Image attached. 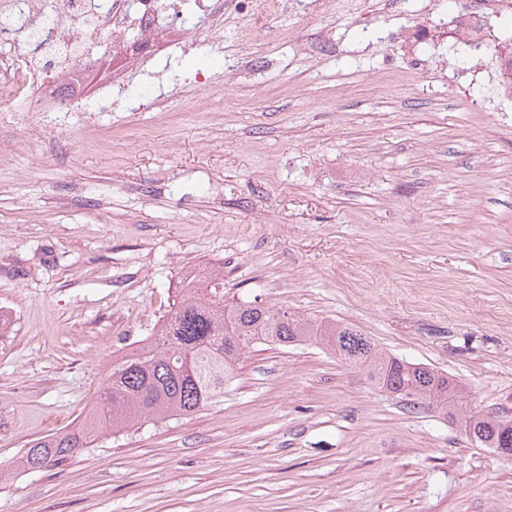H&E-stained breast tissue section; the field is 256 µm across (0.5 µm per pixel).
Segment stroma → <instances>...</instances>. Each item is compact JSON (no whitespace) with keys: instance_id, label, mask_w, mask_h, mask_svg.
I'll use <instances>...</instances> for the list:
<instances>
[{"instance_id":"1","label":"stroma","mask_w":512,"mask_h":512,"mask_svg":"<svg viewBox=\"0 0 512 512\" xmlns=\"http://www.w3.org/2000/svg\"><path fill=\"white\" fill-rule=\"evenodd\" d=\"M193 49L222 103L168 85L154 112H50L0 126V512H512V455L382 391L313 344L257 345L190 416L100 435L28 470L79 425L113 361L185 277L225 302L330 319L464 384L512 420V108L460 34L404 31L470 0H356Z\"/></svg>"}]
</instances>
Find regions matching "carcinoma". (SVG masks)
<instances>
[{"label": "carcinoma", "mask_w": 512, "mask_h": 512, "mask_svg": "<svg viewBox=\"0 0 512 512\" xmlns=\"http://www.w3.org/2000/svg\"><path fill=\"white\" fill-rule=\"evenodd\" d=\"M218 276V271L206 270L181 288L157 330L165 337L164 347L143 345L112 365L82 426L33 441L23 466L34 470L62 463L104 432L200 411L224 393L234 364L257 343L286 346L313 337L334 351L343 337L359 335L350 327L282 308L227 304L216 283ZM340 358L366 370L373 383L391 393L433 400L446 417H462L487 448L512 439V425L504 420L465 411V389L442 372L399 359L368 340L358 354Z\"/></svg>", "instance_id": "obj_1"}]
</instances>
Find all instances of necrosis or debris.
I'll return each mask as SVG.
<instances>
[{
  "mask_svg": "<svg viewBox=\"0 0 512 512\" xmlns=\"http://www.w3.org/2000/svg\"><path fill=\"white\" fill-rule=\"evenodd\" d=\"M182 0H0V122L20 121L29 139L42 135L48 112H94L122 101L126 110L159 107L160 89L134 90L131 81H102L111 64L158 52L163 18L176 17ZM512 11V0H478L451 23L475 52L487 39L485 15ZM112 49L100 52V36Z\"/></svg>",
  "mask_w": 512,
  "mask_h": 512,
  "instance_id": "necrosis-or-debris-1",
  "label": "necrosis or debris"
}]
</instances>
